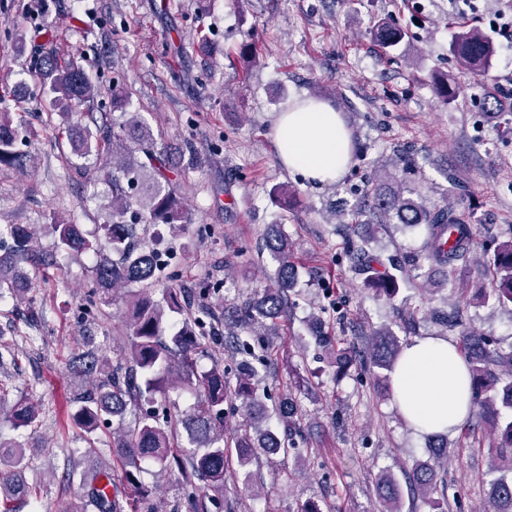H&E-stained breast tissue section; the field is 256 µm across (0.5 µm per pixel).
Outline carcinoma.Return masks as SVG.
I'll use <instances>...</instances> for the list:
<instances>
[{"label": "carcinoma", "instance_id": "obj_1", "mask_svg": "<svg viewBox=\"0 0 512 512\" xmlns=\"http://www.w3.org/2000/svg\"><path fill=\"white\" fill-rule=\"evenodd\" d=\"M371 36L388 51L404 43L406 32L380 24ZM450 52L461 68L478 71L489 67L496 48L481 29L463 26L453 33ZM39 74L41 84L53 94L50 106L66 115H75L74 107L94 94L89 72L76 56L60 57L48 52L41 58ZM20 135L10 113L0 112V164L23 167L25 156L17 149ZM69 142L79 158L98 155L106 148L112 151V156H120V160L112 162V168L102 169V177L112 186V211L103 225L105 242H91L81 225L62 220L50 225L57 249L72 257L89 251L96 255L106 250L112 252L97 259L92 270L91 296L101 304L112 305L114 291L121 285L141 286V292L133 295L130 302V335L124 350L128 367L111 366L104 352L92 344L70 364L72 373L88 383L76 398L73 415L86 437L96 434L103 416L118 420V430L112 432V460L100 462L95 477L83 481L82 501L73 506L72 512H117L118 497L122 498L126 512H163L161 500L140 479L143 462L154 465L161 473L176 471L180 475L181 495L174 509L208 512L211 504L221 512L227 384L224 368L218 362L208 369L199 364L201 357L212 356V345L224 337L219 328L221 322L205 302L206 292L202 290L190 296L185 289L170 284L161 289L160 298H154L161 279L158 257L133 246L137 220L144 214L149 216V223L166 225L172 231L181 226L184 207L175 190L181 170L167 152L155 148L152 136L144 135L137 125L125 123L115 128L103 123L91 129L77 119ZM131 187L139 193L140 209L136 211L131 210ZM366 214L378 225L424 227L425 236L416 258L420 267L440 266L453 273L473 251L471 225L459 223L446 205L425 208L406 195L395 173L376 175L371 188L347 212L354 221ZM4 238L10 239L11 245L0 254V300L7 296L23 299L28 284L19 277L20 270L26 265H43L45 260L32 225H0V239ZM265 247L277 259L278 267L269 282L237 309L239 327L257 336L259 329L283 316L288 293L297 277L293 243L280 225L271 226L266 233ZM368 262L379 268L366 278L367 287L387 299L394 297L399 291L398 276L392 273L396 265L386 264L360 249L357 265ZM492 263L497 279L495 288L484 299L512 305V236L498 245ZM460 349L469 359L471 408L477 410L480 419L490 422L497 433L495 451L501 474L490 483L488 512H512V350L505 351L493 337L474 331L460 337ZM402 351L399 338L391 330L381 328L368 338L365 358L383 371L380 379L389 385ZM184 389L198 394L193 412L176 415L169 425L163 426L147 410L132 424L124 425L128 407L140 408L154 403L159 396ZM234 393L245 414L244 433L234 440L240 465L250 464L259 450L274 455L286 454L295 447L298 427L293 400L285 399L279 408L283 427L280 432L269 424L268 411L258 394L256 371L247 359L239 363ZM42 415L39 403L21 395L5 415H0V420L7 419L15 430L36 429L41 425ZM180 428L187 434L188 448L174 447ZM29 466L23 443L0 439V512H16L17 501L37 496L38 488L24 479ZM404 478L413 499L437 491V471L425 462L414 463L404 471ZM198 479L207 482L215 495L200 497ZM377 491L384 512H403V494L395 479L380 478Z\"/></svg>", "mask_w": 512, "mask_h": 512}]
</instances>
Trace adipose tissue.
Instances as JSON below:
<instances>
[{
  "label": "adipose tissue",
  "mask_w": 512,
  "mask_h": 512,
  "mask_svg": "<svg viewBox=\"0 0 512 512\" xmlns=\"http://www.w3.org/2000/svg\"><path fill=\"white\" fill-rule=\"evenodd\" d=\"M280 163L310 183L342 177L351 159V135L328 102L306 99L280 112L273 125ZM393 401L417 434H446L470 412L467 366L447 339L428 336L406 346L392 375Z\"/></svg>",
  "instance_id": "adipose-tissue-1"
}]
</instances>
